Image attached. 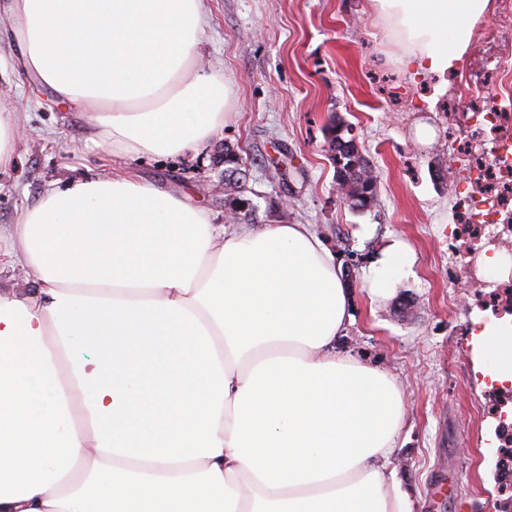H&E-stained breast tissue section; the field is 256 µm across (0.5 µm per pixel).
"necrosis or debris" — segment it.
<instances>
[{"instance_id": "obj_1", "label": "necrosis or debris", "mask_w": 512, "mask_h": 512, "mask_svg": "<svg viewBox=\"0 0 512 512\" xmlns=\"http://www.w3.org/2000/svg\"><path fill=\"white\" fill-rule=\"evenodd\" d=\"M459 158L470 185V205L448 237L457 247L467 282L482 288L483 305L512 313V273L489 280L485 259L512 245V112L487 106L477 123L458 131Z\"/></svg>"}]
</instances>
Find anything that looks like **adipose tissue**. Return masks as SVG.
Returning a JSON list of instances; mask_svg holds the SVG:
<instances>
[{"instance_id":"adipose-tissue-1","label":"adipose tissue","mask_w":512,"mask_h":512,"mask_svg":"<svg viewBox=\"0 0 512 512\" xmlns=\"http://www.w3.org/2000/svg\"><path fill=\"white\" fill-rule=\"evenodd\" d=\"M491 0H371L419 74L456 71ZM36 91L131 159L198 150L235 103L196 70L203 0H12ZM374 265L371 300L412 263ZM0 512H410L394 379L336 340L352 304L307 224L214 223L122 169L47 190L0 245ZM512 381V322L480 333Z\"/></svg>"}]
</instances>
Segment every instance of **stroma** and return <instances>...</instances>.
<instances>
[{
    "instance_id": "obj_1",
    "label": "stroma",
    "mask_w": 512,
    "mask_h": 512,
    "mask_svg": "<svg viewBox=\"0 0 512 512\" xmlns=\"http://www.w3.org/2000/svg\"><path fill=\"white\" fill-rule=\"evenodd\" d=\"M10 0H0V69L23 131L16 162L0 171V228L12 229L49 184L103 170L106 154L88 139L91 115L35 98L17 66ZM208 23L198 68L230 81L235 104L223 131L198 154L136 158L130 167L152 183L185 193L215 223H230L224 195V148L241 157L256 208V228L309 224L342 264L354 322L339 349L393 376L403 392L404 424L394 460L412 512H504L495 463L496 395L478 369L475 336L491 322L478 289L457 272L448 226L467 191L452 138L466 121L456 110L457 75L428 78L405 65L369 0H205ZM512 14L492 10L478 28L459 73L470 75L481 101L508 106L492 70ZM343 119L377 177V197L352 210L336 185L330 128ZM435 131L431 144L414 135ZM414 262L380 304H371L372 263L393 241Z\"/></svg>"
}]
</instances>
